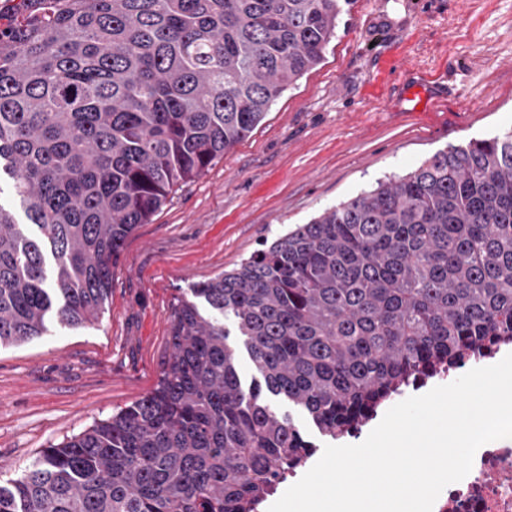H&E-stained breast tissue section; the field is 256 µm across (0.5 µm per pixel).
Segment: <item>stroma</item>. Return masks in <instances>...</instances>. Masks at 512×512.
Returning a JSON list of instances; mask_svg holds the SVG:
<instances>
[{"mask_svg": "<svg viewBox=\"0 0 512 512\" xmlns=\"http://www.w3.org/2000/svg\"><path fill=\"white\" fill-rule=\"evenodd\" d=\"M508 129L512 0H351L322 63L129 234L99 324L0 350V480L157 387L189 288L384 176Z\"/></svg>", "mask_w": 512, "mask_h": 512, "instance_id": "35a3bbf8", "label": "stroma"}]
</instances>
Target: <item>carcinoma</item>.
<instances>
[{
	"label": "carcinoma",
	"instance_id": "cac0c4a2",
	"mask_svg": "<svg viewBox=\"0 0 512 512\" xmlns=\"http://www.w3.org/2000/svg\"><path fill=\"white\" fill-rule=\"evenodd\" d=\"M349 0H22L0 32V348L99 322L125 239L319 65ZM233 323L230 332L225 322ZM243 345L257 374L238 373ZM158 387L0 512H251L405 382L512 342V130L325 209L176 301ZM0 205L10 208L19 224L29 223L24 209L13 193L11 182L6 178L0 182Z\"/></svg>",
	"mask_w": 512,
	"mask_h": 512
}]
</instances>
